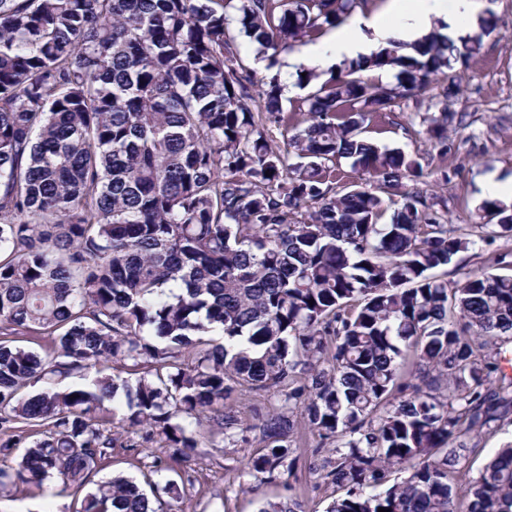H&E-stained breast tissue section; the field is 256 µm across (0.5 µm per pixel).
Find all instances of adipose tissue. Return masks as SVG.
<instances>
[{"label": "adipose tissue", "instance_id": "adipose-tissue-1", "mask_svg": "<svg viewBox=\"0 0 512 512\" xmlns=\"http://www.w3.org/2000/svg\"><path fill=\"white\" fill-rule=\"evenodd\" d=\"M478 8L477 0H391L386 12L355 15L348 25L309 46L305 54L323 64L352 59L397 35L420 33L435 18L456 28Z\"/></svg>", "mask_w": 512, "mask_h": 512}]
</instances>
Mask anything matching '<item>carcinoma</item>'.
Segmentation results:
<instances>
[{
    "label": "carcinoma",
    "instance_id": "obj_1",
    "mask_svg": "<svg viewBox=\"0 0 512 512\" xmlns=\"http://www.w3.org/2000/svg\"><path fill=\"white\" fill-rule=\"evenodd\" d=\"M362 2L0 0V487L55 478L77 494L126 448L147 479L178 461L162 487L178 495L215 447L206 425L224 434L228 485L253 492L295 478L303 429L326 512H512V445L476 477L468 464L512 414V275L448 282L471 241L409 187L419 161L363 135L479 51L491 21L457 41L391 40L321 83L303 68L299 108L229 29L271 71ZM382 69L393 81L368 76ZM448 120L445 106L427 128L441 147ZM343 159L401 201L336 189ZM481 210L512 238V204ZM21 336L51 344L37 354ZM106 364L116 374L56 388ZM238 394L276 405L249 422ZM77 503L164 512L123 477Z\"/></svg>",
    "mask_w": 512,
    "mask_h": 512
}]
</instances>
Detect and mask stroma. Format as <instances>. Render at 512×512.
<instances>
[{
  "mask_svg": "<svg viewBox=\"0 0 512 512\" xmlns=\"http://www.w3.org/2000/svg\"><path fill=\"white\" fill-rule=\"evenodd\" d=\"M484 18L491 19L493 30L484 35L478 55L425 88L418 104L397 103L388 117L372 120L365 132L369 139L415 157L423 166L417 189L433 198L442 223L465 231L484 221L479 207L485 179H512V0H482L477 15L462 23L459 34L477 32ZM454 84L460 85V94L443 98V88ZM445 108L456 118L448 124V147L442 153L429 141L426 129ZM481 265L511 275L512 239L484 233L449 264L448 278L460 279ZM214 441L211 454L194 464L193 487L181 498H164L171 512H258L263 502H279L291 494L305 500L308 512H326L329 498L313 490L302 467L289 490L271 484L242 493L228 487L223 435H215ZM73 502L72 490L55 479L45 481L39 490L20 486L0 491V512H71Z\"/></svg>",
  "mask_w": 512,
  "mask_h": 512,
  "instance_id": "1",
  "label": "stroma"
}]
</instances>
